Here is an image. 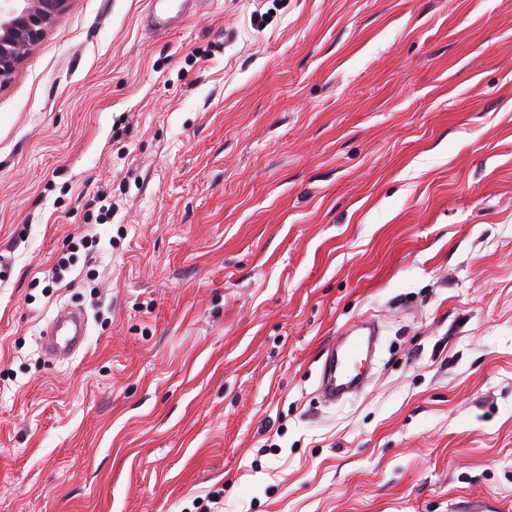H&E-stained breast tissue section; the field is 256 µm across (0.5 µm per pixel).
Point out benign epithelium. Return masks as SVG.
I'll list each match as a JSON object with an SVG mask.
<instances>
[{"mask_svg":"<svg viewBox=\"0 0 512 512\" xmlns=\"http://www.w3.org/2000/svg\"><path fill=\"white\" fill-rule=\"evenodd\" d=\"M17 5L0 14V83L40 41L46 28L69 0H16Z\"/></svg>","mask_w":512,"mask_h":512,"instance_id":"obj_1","label":"benign epithelium"}]
</instances>
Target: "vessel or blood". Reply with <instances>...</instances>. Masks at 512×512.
<instances>
[{
  "label": "vessel or blood",
  "instance_id": "obj_1",
  "mask_svg": "<svg viewBox=\"0 0 512 512\" xmlns=\"http://www.w3.org/2000/svg\"><path fill=\"white\" fill-rule=\"evenodd\" d=\"M194 0H180L179 7H171L167 0H149L146 24L150 29L169 28L174 12L188 11ZM358 335L352 339H340L332 343L321 368L318 394L323 401L333 402L344 395L359 391L365 384L364 375L352 370L354 360L361 358L364 336H377L376 319L363 317L353 325ZM87 339V322L84 314L73 308H64L48 323L42 332L41 347L54 360L67 359L83 348Z\"/></svg>",
  "mask_w": 512,
  "mask_h": 512
}]
</instances>
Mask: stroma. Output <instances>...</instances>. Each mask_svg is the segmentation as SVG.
<instances>
[{
    "label": "stroma",
    "instance_id": "obj_1",
    "mask_svg": "<svg viewBox=\"0 0 512 512\" xmlns=\"http://www.w3.org/2000/svg\"><path fill=\"white\" fill-rule=\"evenodd\" d=\"M145 9L0 84V512H512V0ZM197 0H179L181 3L176 14L171 15L173 9L170 4L164 0H149L147 13L145 15L146 24L150 29L159 30L169 28L177 17L191 9L193 2ZM41 336V348L49 358L68 359L85 345L86 318L77 309L64 308L48 323ZM360 331L361 334L352 335ZM367 332V334H366ZM379 332L378 321L371 317H363L345 330L340 340L332 343L327 349V356L319 376L318 395L325 402H335L344 395L358 392L366 383L364 374L351 369V363L361 358L365 343L359 336H369L367 340L368 354L373 350L372 338ZM349 336H356L348 341Z\"/></svg>",
    "mask_w": 512,
    "mask_h": 512
}]
</instances>
